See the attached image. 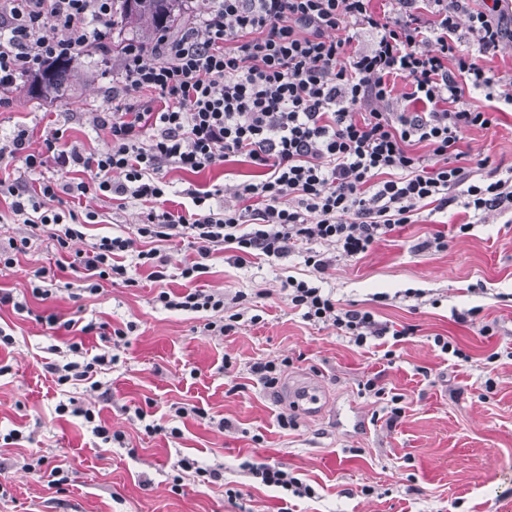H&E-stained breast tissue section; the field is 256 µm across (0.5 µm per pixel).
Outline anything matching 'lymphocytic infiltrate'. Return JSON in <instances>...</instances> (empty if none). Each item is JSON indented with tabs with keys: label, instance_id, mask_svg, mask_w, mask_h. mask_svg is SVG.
<instances>
[{
	"label": "lymphocytic infiltrate",
	"instance_id": "1",
	"mask_svg": "<svg viewBox=\"0 0 512 512\" xmlns=\"http://www.w3.org/2000/svg\"><path fill=\"white\" fill-rule=\"evenodd\" d=\"M112 2L0 0L1 109L24 78L87 54L113 79L91 114L107 150L65 141L58 127L46 128L38 150L27 127L0 136V199L27 228L0 245V272L44 237L65 256L60 270L81 272L77 291L99 294L106 281L134 287L145 270L161 285L157 307L204 314V333L227 336L242 319L261 322L254 309L268 293L199 287L213 255L243 267L297 254L311 276L282 280L289 307L364 348L388 328L323 288L336 257L365 254L428 206L512 209V175L497 176L488 158L460 147L466 131L495 122L476 95L512 104V73L482 63L512 41L503 0H389L382 14L371 0H183L188 20L177 34L163 29L117 48ZM361 31L370 45L351 50ZM239 162L256 178L209 189L166 179ZM173 190L189 199L184 211L163 207ZM105 197L139 205L138 222L86 240L93 203ZM82 198L83 211L70 207ZM177 239L195 252L180 268L190 284L180 293L163 287L170 265L161 245ZM45 321L68 334L61 359L45 366L61 392L57 416L82 418L102 444H124L71 390L85 384L111 400L98 376L127 331L55 313ZM88 336L103 343L91 357ZM240 468L295 498L315 495L282 465L247 459Z\"/></svg>",
	"mask_w": 512,
	"mask_h": 512
}]
</instances>
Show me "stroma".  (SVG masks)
<instances>
[{"instance_id":"1","label":"stroma","mask_w":512,"mask_h":512,"mask_svg":"<svg viewBox=\"0 0 512 512\" xmlns=\"http://www.w3.org/2000/svg\"><path fill=\"white\" fill-rule=\"evenodd\" d=\"M33 86L26 80L12 106L0 109V132L25 125L38 144L51 125L86 149L105 147L88 116L108 92L94 58H77L63 96L37 97ZM483 107L498 123L469 130L465 143L504 175L512 171V111H500L495 100ZM95 208L91 235L129 231L138 221L135 206L107 199ZM463 224L468 233H460ZM438 232L448 240L445 250H416ZM41 267L57 285L78 280L59 271L42 239L0 273V288L28 296L29 279ZM306 271L298 256L279 267L256 259L239 268L214 254L201 287L271 293L263 322L223 337L202 334L196 314L155 308L157 285L145 278L135 287L104 282L97 296L31 300L27 314L0 308V327L16 339L0 351V429L23 426L32 433L14 444L0 440V486L8 491L0 512H279L284 506L289 512H512V212L476 214L459 204L425 209L362 258L337 260L328 285L338 299L393 328L416 326L399 343L387 337L358 348L334 328L306 323L278 293L282 274ZM479 284L483 292L474 293ZM408 288L425 295L400 298ZM379 293L388 301H376ZM474 307L479 321L492 325L491 335L458 322ZM52 312L114 327L135 322L103 376L112 400L96 405L102 422L125 434L126 447L102 446L82 418L55 414L60 392L44 366L57 359L63 336L41 321ZM438 334L451 337L470 362L441 353L433 343ZM389 349L396 352L390 360ZM492 354L497 360L488 375L496 386L488 394L483 367ZM285 357L290 363L276 391L251 380L250 363ZM374 374L389 394L403 398L405 413L395 427L373 421L377 406L360 395V382ZM305 378L323 388L325 408L297 414V429L282 430L280 415L292 411L288 387ZM175 403L204 409L208 417H173ZM128 406L150 407L158 423L180 428V437L146 434L125 414ZM222 417L231 430L216 426ZM184 456L223 465V480L208 483L176 469ZM250 456L285 465L315 488L316 498L283 502L279 491L241 472ZM40 457L67 469L64 491L49 489L45 473L23 469V461ZM365 485L375 494L362 495ZM232 489L239 498H229Z\"/></svg>"}]
</instances>
